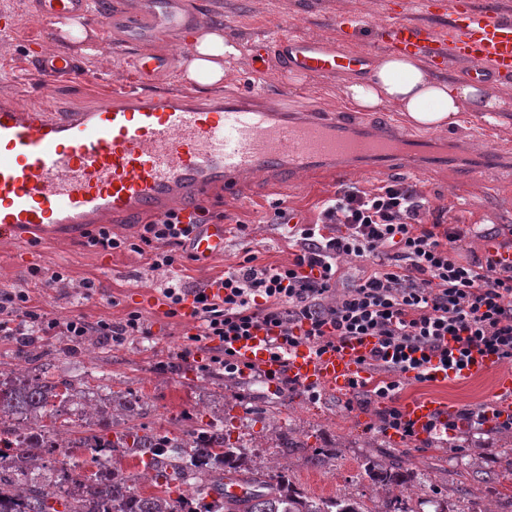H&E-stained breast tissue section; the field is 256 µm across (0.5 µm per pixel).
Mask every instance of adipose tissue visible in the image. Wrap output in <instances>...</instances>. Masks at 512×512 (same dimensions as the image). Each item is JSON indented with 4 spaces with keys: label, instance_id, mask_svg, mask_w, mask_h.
Listing matches in <instances>:
<instances>
[{
    "label": "adipose tissue",
    "instance_id": "1",
    "mask_svg": "<svg viewBox=\"0 0 512 512\" xmlns=\"http://www.w3.org/2000/svg\"><path fill=\"white\" fill-rule=\"evenodd\" d=\"M191 51L180 60L182 80L188 87H218L224 83V61L241 51L226 38L217 23L200 24L192 37ZM343 100L354 110L373 112L394 108L409 126L444 132L459 123L464 112H500L506 101L493 87L464 75L438 76L416 55H380L370 73L345 82Z\"/></svg>",
    "mask_w": 512,
    "mask_h": 512
}]
</instances>
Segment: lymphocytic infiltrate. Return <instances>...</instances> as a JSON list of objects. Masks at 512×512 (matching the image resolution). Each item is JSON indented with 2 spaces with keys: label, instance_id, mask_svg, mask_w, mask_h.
Segmentation results:
<instances>
[{
  "label": "lymphocytic infiltrate",
  "instance_id": "f902f5d3",
  "mask_svg": "<svg viewBox=\"0 0 512 512\" xmlns=\"http://www.w3.org/2000/svg\"><path fill=\"white\" fill-rule=\"evenodd\" d=\"M429 213L423 192L397 180L338 190L321 202L311 222L278 206L271 221L286 225L295 248L288 264L243 261L209 286L189 288L173 280L162 296L170 315L191 307L198 323L194 341L215 342L210 361L230 375L248 368L236 343L261 330L276 332L284 351L304 342L320 353L374 339L364 363L389 373L372 389L384 406L382 425L413 438L417 432L398 404L400 377L429 381L440 368L459 378L478 355L512 361V261L488 252L463 257L468 229L441 213L425 223ZM224 220V213L201 207L188 215L172 211L148 218L133 240L102 226L86 232L85 245L101 252L127 246L145 254L151 269L168 271L181 265L201 225ZM347 257L369 266L340 291V261ZM19 315L37 323L42 335L75 341L92 333L119 343L147 332L136 310L118 322H62L34 306L27 290L1 288V336L22 335Z\"/></svg>",
  "mask_w": 512,
  "mask_h": 512
}]
</instances>
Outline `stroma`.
Listing matches in <instances>:
<instances>
[{
	"label": "stroma",
	"mask_w": 512,
	"mask_h": 512,
	"mask_svg": "<svg viewBox=\"0 0 512 512\" xmlns=\"http://www.w3.org/2000/svg\"><path fill=\"white\" fill-rule=\"evenodd\" d=\"M31 2L0 0V100L35 101L50 112H70L127 89L185 91L175 68L163 76L138 79L131 52L114 50L108 37L103 40L104 55L78 56L75 75L46 80L32 54H53L57 47L50 23L33 17ZM189 4L198 20L223 24L225 35L241 45L240 57L225 67V90L261 88L275 103L294 111L311 106L322 112L348 113L359 126L389 122L402 135L448 149L447 166L419 173L361 169L352 175V183L370 189L396 178L417 186L431 207L448 208L450 216L471 228L470 246L478 254L485 247V235L512 225V164L484 171L476 159L486 146L512 154V108L495 113L490 122L467 112L461 125L448 132H419L391 109L351 112L339 94L348 74L297 77L282 67L275 54H268L261 63L253 56L256 44L277 36L335 39L334 21L342 14L363 20L350 49L372 50L374 27L389 20L391 11L404 9L411 17H424V9L412 0H189ZM337 189L334 180L315 175L287 186L256 179L248 195L220 205L231 220L247 224L246 235L225 233L223 253L208 260L184 259L183 283L190 288L206 285L248 257L258 266L288 264L292 259L288 240L283 229L270 221L274 204L283 203L312 220L321 200ZM36 266L64 272L68 287L36 288L30 275ZM170 279L169 272L150 269L145 256L127 249L99 253L86 248L79 237L32 232L0 242V287L29 290L49 317L63 322L73 317L117 322L131 310L144 317L147 335L130 336L117 345L105 341L93 350L64 336L44 337L43 363L52 376L73 382L76 399L103 400L100 378L108 373L113 390L140 396L143 410L138 424L175 432L220 415L225 431L253 446V456L261 465L277 452L272 435L276 429L292 430L310 446L335 447L336 458L329 464L313 468L296 458L290 465L293 485L318 496L369 493V483L359 471L375 442L403 453L409 467L419 473L423 484L412 493L415 512H436L437 498L431 490L435 484L450 488L449 505H463L465 500L455 492L461 486L479 505L512 512V469L507 466L512 460V429L489 424L480 431L460 428L445 437L434 433L400 441L394 431L383 428V406L365 391L322 388L314 394L302 384L270 382L253 375L237 377L234 390L204 382L202 361L212 355L213 348L191 342L192 320L169 315L161 290ZM87 280L94 284L88 292L81 287ZM188 347L193 353L186 359L182 353ZM501 375V370L493 369L439 382L405 379L399 400L477 409L492 404Z\"/></svg>",
	"instance_id": "35a3bbf8"
}]
</instances>
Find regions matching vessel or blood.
I'll return each instance as SVG.
<instances>
[{"mask_svg": "<svg viewBox=\"0 0 512 512\" xmlns=\"http://www.w3.org/2000/svg\"><path fill=\"white\" fill-rule=\"evenodd\" d=\"M34 13L65 25L82 18L101 32H117L121 47L143 46L157 36L188 32L194 17L184 0H142L136 19L98 17L91 0H34ZM340 41L279 37L256 46V56L274 51L286 67L315 73H361L368 54L347 50L360 21L337 18ZM448 33L397 16L375 31L386 49L431 57L438 66L456 60L475 72L512 74V0H455ZM159 52L138 54L135 69L152 78L168 68ZM47 80L75 73V59L43 57ZM370 163L380 171L396 165L416 169L447 164L420 140L395 135L382 124L355 131L327 112H291L261 92L199 99L155 95L134 89L80 112H48L36 105L0 101V238L22 230H90L171 210L192 211L218 192L243 195L255 175L288 181L309 172L343 179ZM224 248V228L202 225L191 243L198 259ZM373 339L317 354L307 344L281 352L275 337L258 332L235 348L264 373L327 389H349L370 380L363 359ZM404 411L416 425L444 419L447 407L409 402Z\"/></svg>", "mask_w": 512, "mask_h": 512, "instance_id": "b4317fda", "label": "vessel or blood"}]
</instances>
